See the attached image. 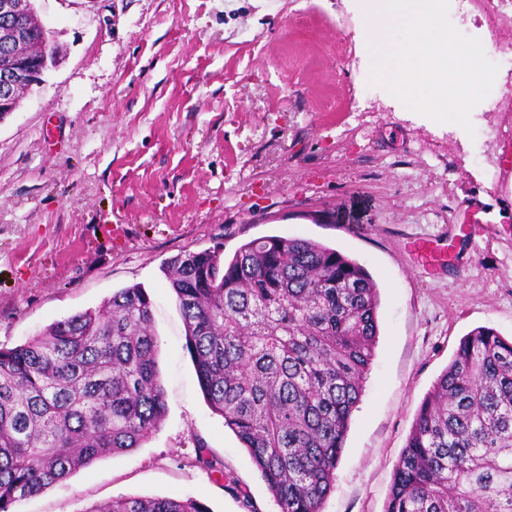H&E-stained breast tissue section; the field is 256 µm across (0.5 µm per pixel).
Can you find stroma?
<instances>
[{"label": "stroma", "instance_id": "obj_1", "mask_svg": "<svg viewBox=\"0 0 512 512\" xmlns=\"http://www.w3.org/2000/svg\"><path fill=\"white\" fill-rule=\"evenodd\" d=\"M56 48L0 121V347L135 284L150 296L167 412L133 451L14 512L128 496L280 512L213 413L162 272L269 235L323 243L379 288V336L322 512H385L415 414L477 327L512 337V62L474 134L369 85L360 0H35ZM463 34L498 16L452 0Z\"/></svg>", "mask_w": 512, "mask_h": 512}]
</instances>
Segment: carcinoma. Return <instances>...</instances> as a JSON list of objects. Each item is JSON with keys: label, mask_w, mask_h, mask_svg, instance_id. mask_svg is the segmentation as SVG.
I'll return each mask as SVG.
<instances>
[{"label": "carcinoma", "mask_w": 512, "mask_h": 512, "mask_svg": "<svg viewBox=\"0 0 512 512\" xmlns=\"http://www.w3.org/2000/svg\"><path fill=\"white\" fill-rule=\"evenodd\" d=\"M166 275L211 409L280 512H322L375 357L379 292L322 243L267 236ZM166 412L151 301L139 285L0 348V512L140 447ZM86 512H210L123 497ZM385 512H512V338L478 327L422 400Z\"/></svg>", "instance_id": "obj_1"}]
</instances>
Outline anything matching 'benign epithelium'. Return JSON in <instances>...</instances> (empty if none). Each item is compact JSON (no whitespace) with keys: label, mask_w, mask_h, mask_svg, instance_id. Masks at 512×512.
I'll list each match as a JSON object with an SVG mask.
<instances>
[{"label":"benign epithelium","mask_w":512,"mask_h":512,"mask_svg":"<svg viewBox=\"0 0 512 512\" xmlns=\"http://www.w3.org/2000/svg\"><path fill=\"white\" fill-rule=\"evenodd\" d=\"M0 19L13 22L0 36L1 120L18 109L20 91L42 83L54 51L33 0H0Z\"/></svg>","instance_id":"7a95c632"}]
</instances>
